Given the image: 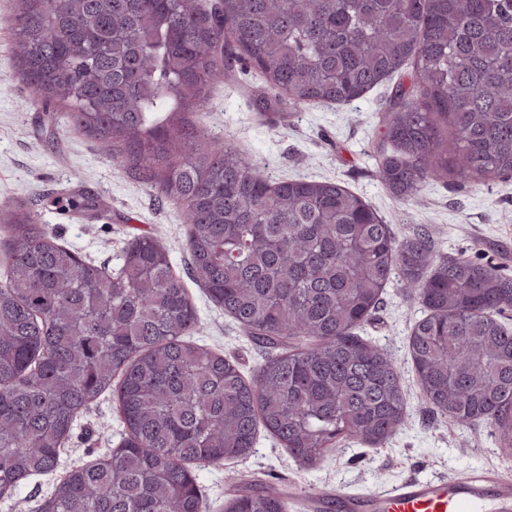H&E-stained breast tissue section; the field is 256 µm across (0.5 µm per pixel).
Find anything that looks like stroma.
<instances>
[{
  "instance_id": "obj_1",
  "label": "stroma",
  "mask_w": 512,
  "mask_h": 512,
  "mask_svg": "<svg viewBox=\"0 0 512 512\" xmlns=\"http://www.w3.org/2000/svg\"><path fill=\"white\" fill-rule=\"evenodd\" d=\"M15 5V0H0V208L27 207L34 223L59 244L113 272L135 237H155L167 248L176 272L187 276L182 207L116 165L107 149L74 129L66 115H59L54 127L46 126L12 52L8 24ZM412 75L411 65H404L349 105L259 112L254 103L267 87L250 68L214 81L208 107L187 119L208 137L228 141L265 165L274 178L341 183L368 202L397 236L426 231L441 256L490 263L512 275V178L480 188L433 181L410 204L381 181L379 159L392 150L383 137L382 117L395 89L410 87ZM78 195L96 198L98 210L78 213L51 204L53 198ZM187 288L201 318L193 342L223 355L245 377L255 376L267 350L254 344L195 283ZM424 314L418 298L394 280L359 331L392 354L401 376L409 419L385 445H352L306 466L269 432L259 431L248 455L194 468L206 512H225L233 480L247 488L280 491L287 497L288 512H304L305 504L334 491L349 498L384 496L413 477L512 478V451L499 448L486 421L458 428L423 399L408 343L415 321ZM125 433L115 393H103L75 422L57 467L0 498V512H38L72 468L110 455Z\"/></svg>"
}]
</instances>
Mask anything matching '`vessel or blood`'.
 <instances>
[{
  "label": "vessel or blood",
  "instance_id": "vessel-or-blood-1",
  "mask_svg": "<svg viewBox=\"0 0 512 512\" xmlns=\"http://www.w3.org/2000/svg\"><path fill=\"white\" fill-rule=\"evenodd\" d=\"M343 512H512V482L470 477L450 481H410L391 496L345 501Z\"/></svg>",
  "mask_w": 512,
  "mask_h": 512
}]
</instances>
